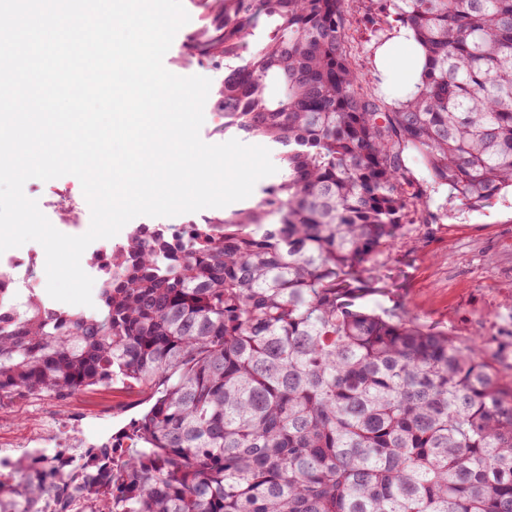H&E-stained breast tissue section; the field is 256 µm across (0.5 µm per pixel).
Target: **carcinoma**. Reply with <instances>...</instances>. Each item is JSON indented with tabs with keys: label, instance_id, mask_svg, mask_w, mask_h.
I'll return each instance as SVG.
<instances>
[{
	"label": "carcinoma",
	"instance_id": "obj_1",
	"mask_svg": "<svg viewBox=\"0 0 512 512\" xmlns=\"http://www.w3.org/2000/svg\"><path fill=\"white\" fill-rule=\"evenodd\" d=\"M382 2L426 53L394 107L345 0H223L224 130L276 147L282 180L188 241L133 227L91 310L0 304L1 399L147 404L98 474L109 512H512V386L481 346L358 304L431 220L406 150L466 204L512 188V0ZM54 490L22 471L0 512Z\"/></svg>",
	"mask_w": 512,
	"mask_h": 512
}]
</instances>
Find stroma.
<instances>
[{
  "mask_svg": "<svg viewBox=\"0 0 512 512\" xmlns=\"http://www.w3.org/2000/svg\"><path fill=\"white\" fill-rule=\"evenodd\" d=\"M190 16L166 53L165 68L179 76L200 75L211 86L204 105L201 139L219 144L234 139L217 121L224 84L219 38L224 24L221 0H183ZM352 17L353 56L372 80L374 93L386 103L403 99L401 83L383 87L376 69L378 48L396 35L397 23L368 21L367 0H347ZM429 224L406 227L403 244L381 256L399 286L388 295H372L366 307L447 333L457 343H480L489 365L504 382H512V193L505 191L478 206L453 197L448 186L430 193ZM104 408L95 420L104 435H119L144 411L133 391L97 387L72 398Z\"/></svg>",
  "mask_w": 512,
  "mask_h": 512,
  "instance_id": "1",
  "label": "stroma"
}]
</instances>
